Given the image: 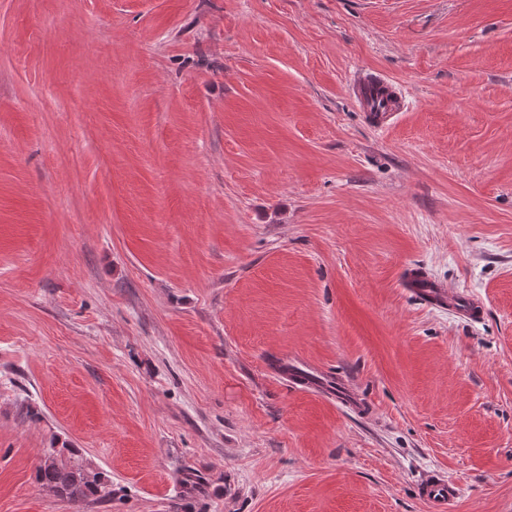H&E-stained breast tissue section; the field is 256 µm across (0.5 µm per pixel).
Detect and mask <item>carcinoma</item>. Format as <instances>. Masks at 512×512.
Listing matches in <instances>:
<instances>
[{
    "mask_svg": "<svg viewBox=\"0 0 512 512\" xmlns=\"http://www.w3.org/2000/svg\"><path fill=\"white\" fill-rule=\"evenodd\" d=\"M50 463L38 462L35 481L61 497L81 506L105 504L112 500V484L107 476L87 465L76 448H51Z\"/></svg>",
    "mask_w": 512,
    "mask_h": 512,
    "instance_id": "carcinoma-1",
    "label": "carcinoma"
}]
</instances>
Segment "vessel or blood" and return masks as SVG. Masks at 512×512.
<instances>
[{"label": "vessel or blood", "mask_w": 512, "mask_h": 512, "mask_svg": "<svg viewBox=\"0 0 512 512\" xmlns=\"http://www.w3.org/2000/svg\"><path fill=\"white\" fill-rule=\"evenodd\" d=\"M355 97L359 107L377 125L389 121L403 109V98L395 84L377 74L367 73L356 81ZM402 282L407 291L428 306L448 310L473 322L479 321L484 315L483 305L477 296L450 291L446 286L431 280L421 268H405ZM288 377L302 387L336 395L349 408L357 406L353 392L345 383L328 382L317 372L307 370L304 365L291 366ZM419 494L431 512H450L460 495V489L448 475L436 472L421 481Z\"/></svg>", "instance_id": "vessel-or-blood-1"}]
</instances>
